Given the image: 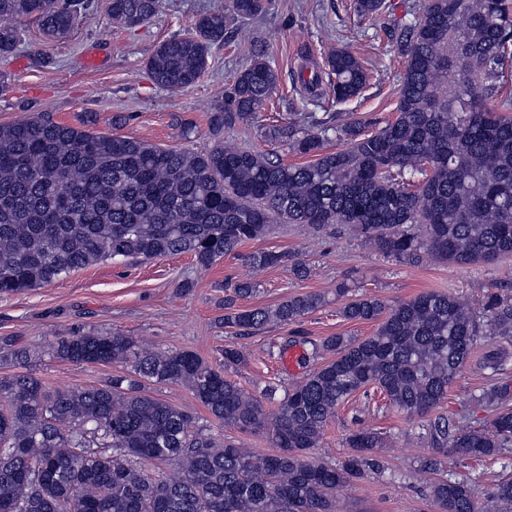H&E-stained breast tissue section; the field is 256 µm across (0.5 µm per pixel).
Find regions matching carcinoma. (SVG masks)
<instances>
[{"instance_id":"carcinoma-1","label":"carcinoma","mask_w":512,"mask_h":512,"mask_svg":"<svg viewBox=\"0 0 512 512\" xmlns=\"http://www.w3.org/2000/svg\"><path fill=\"white\" fill-rule=\"evenodd\" d=\"M162 0H110L112 22L134 29ZM272 0H230L227 12L198 17L184 35L161 43L148 61L153 82L168 91L194 85L211 48L230 28L271 10ZM81 0H0V53L21 31L10 21L33 17L50 41L66 38ZM385 0H356L376 18ZM390 37L405 70L396 118L370 133L351 114H293L265 136L315 160L290 165L269 153L223 141L270 100L279 74L263 45L224 91L208 117L217 144L205 151L164 148L133 137L98 135L49 119L0 124V296L50 285L104 260L142 262L189 253L201 269L274 223L306 224L315 233L337 225L357 231L374 250L400 263L427 254L456 265L490 264L512 255V5L508 0H426L413 21ZM368 70L347 49L324 67L300 69L311 94L346 103L367 87ZM342 148L324 151L331 136ZM253 266L291 263L283 251L245 257ZM224 326L249 336L269 323L288 325L324 303L319 293L293 295L275 308L237 309L249 281L224 283ZM349 321H375L364 339L329 336L312 353L336 358L308 374L266 410L224 376L243 362L224 346V367L191 350L156 352L129 336L78 332L59 338L53 356L72 363H133V375L100 386L49 389L25 372L0 377V512H339V492L364 475L380 436L359 429L352 452L333 464L308 456L336 406L370 385L409 418L424 417L481 338L512 340V297L486 291L474 305L425 292L388 306L375 297L341 308ZM24 348L0 361L24 366ZM506 357L481 358L498 372ZM189 387L226 428L268 435L276 451L254 454L219 442L185 410L145 393L146 384ZM512 389L495 387L475 401L496 407L484 428L453 429L437 417L427 435L461 459L496 455L512 444ZM165 463L168 475L155 469ZM436 512H512V477L479 506L467 481L430 485Z\"/></svg>"}]
</instances>
